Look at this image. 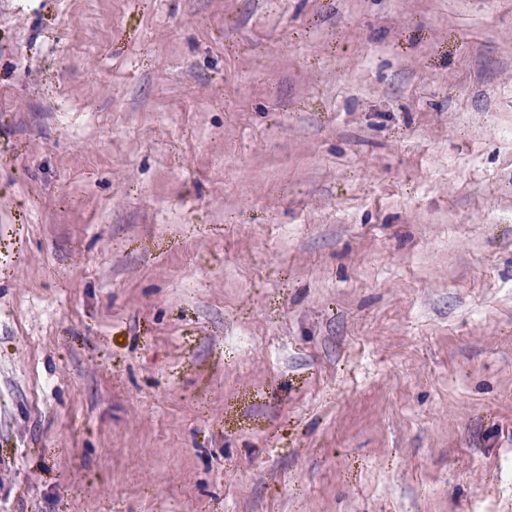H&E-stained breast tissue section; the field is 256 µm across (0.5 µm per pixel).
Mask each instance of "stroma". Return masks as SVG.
<instances>
[{"label":"stroma","instance_id":"35a3bbf8","mask_svg":"<svg viewBox=\"0 0 512 512\" xmlns=\"http://www.w3.org/2000/svg\"><path fill=\"white\" fill-rule=\"evenodd\" d=\"M0 512H512V0H0Z\"/></svg>","mask_w":512,"mask_h":512}]
</instances>
